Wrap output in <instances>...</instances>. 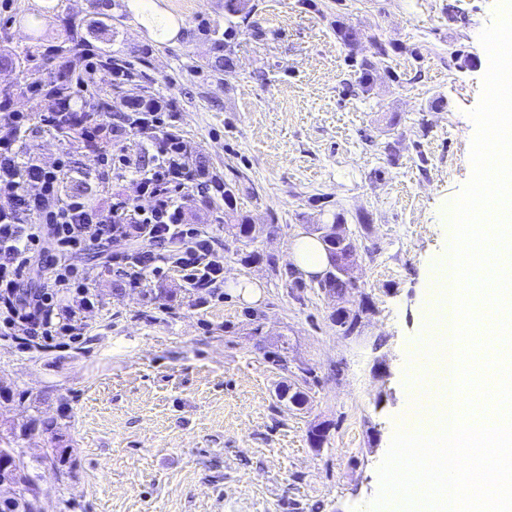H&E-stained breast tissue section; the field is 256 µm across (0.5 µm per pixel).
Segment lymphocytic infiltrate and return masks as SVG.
Instances as JSON below:
<instances>
[{"label": "lymphocytic infiltrate", "mask_w": 512, "mask_h": 512, "mask_svg": "<svg viewBox=\"0 0 512 512\" xmlns=\"http://www.w3.org/2000/svg\"><path fill=\"white\" fill-rule=\"evenodd\" d=\"M55 130L59 115L9 112L0 116V335L50 343L77 341L82 314L95 306L89 289L92 272L78 266L77 255L93 243L143 239L142 249L106 253L104 263L159 273L180 270L192 288L218 287L224 267L213 258V240L200 225L188 223L174 196L188 185L214 183L208 170L191 167L186 150L171 153L161 142L163 164L137 178L150 209L118 201L99 209L88 200H61L58 188L69 175L67 162L48 169L22 154L15 132L30 122Z\"/></svg>", "instance_id": "f902f5d3"}]
</instances>
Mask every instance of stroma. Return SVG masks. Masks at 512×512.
Wrapping results in <instances>:
<instances>
[{
  "instance_id": "stroma-1",
  "label": "stroma",
  "mask_w": 512,
  "mask_h": 512,
  "mask_svg": "<svg viewBox=\"0 0 512 512\" xmlns=\"http://www.w3.org/2000/svg\"><path fill=\"white\" fill-rule=\"evenodd\" d=\"M154 2L176 35L160 39L131 12L117 44L149 50L156 95L173 104L188 151L234 183L255 239L229 235L196 189L182 203L212 233L226 283L255 280L259 298L226 283L186 294L172 269L133 287L89 247L77 259L95 270L84 336L52 347L0 337V433H16L36 466L41 512H364L412 406L427 275L448 242L442 206L472 176L470 112L489 67L480 34L498 0H254L230 73L208 70L214 45L191 34L223 21L224 0ZM33 4L49 10L32 26L21 11ZM89 10V0H0V50L48 43L58 12ZM342 25L358 29L356 46L340 42ZM377 40L388 56L376 57ZM364 58L362 91L352 63ZM5 84L0 114L54 110L2 67ZM26 146L48 168L65 152L73 168L96 169L82 138L38 128ZM97 171L85 199L148 207L134 170ZM337 213L361 234L348 300L366 295L375 309L355 340L331 324L320 289L288 284L291 241ZM288 390L305 402L289 403ZM318 421L330 433L317 452ZM56 448L68 459L59 470L44 462Z\"/></svg>"
}]
</instances>
